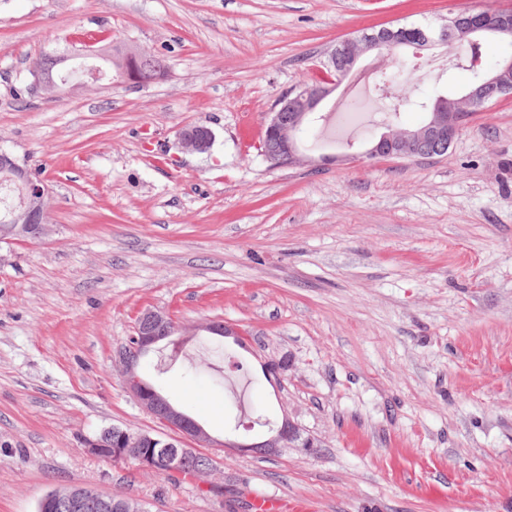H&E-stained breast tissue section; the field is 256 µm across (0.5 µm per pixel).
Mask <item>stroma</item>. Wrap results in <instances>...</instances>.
I'll return each instance as SVG.
<instances>
[{"label": "stroma", "mask_w": 512, "mask_h": 512, "mask_svg": "<svg viewBox=\"0 0 512 512\" xmlns=\"http://www.w3.org/2000/svg\"><path fill=\"white\" fill-rule=\"evenodd\" d=\"M512 0H0V146L50 189L45 238L0 247V512L83 485L148 512H512V95L435 158H365L344 127L310 162L260 144L336 44ZM98 42L165 59L138 90L28 88L43 54ZM215 135L183 150L181 128ZM223 321L140 373L219 440L206 479L83 452L120 426L164 433L117 366L138 312ZM223 343L224 355L204 353ZM290 419L309 451L235 452Z\"/></svg>", "instance_id": "35a3bbf8"}]
</instances>
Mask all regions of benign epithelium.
I'll return each instance as SVG.
<instances>
[{"instance_id":"benign-epithelium-1","label":"benign epithelium","mask_w":512,"mask_h":512,"mask_svg":"<svg viewBox=\"0 0 512 512\" xmlns=\"http://www.w3.org/2000/svg\"><path fill=\"white\" fill-rule=\"evenodd\" d=\"M487 34L512 41V14L466 10L440 26L436 35L426 38V47L455 46L460 39L470 41ZM388 48L389 42L384 38L344 39L336 45L331 58L341 57L344 72L348 74L365 54L375 51L388 56ZM78 59L107 62L111 56L107 49L85 43L69 55L71 61ZM511 77L512 56L504 59L493 71L483 74L480 82L461 97H439L432 112L418 127L389 129L368 149L366 156L426 158L447 153L469 120L468 113L459 111V105L488 99L487 91L500 92ZM328 92L329 88L320 83L308 84L278 101L265 126L266 137L261 153L267 161L278 167H291L304 161L299 153L297 134ZM178 137L186 149L195 153L209 152L214 142L213 132L198 126L181 129ZM0 173L16 189L0 218L1 223L8 225L0 232V244L40 240L47 236V184L31 179L16 157L3 148H0ZM179 331L180 327L171 317L144 309L136 317L132 342L119 356L127 391L147 413L178 434L179 439L166 441L161 448L162 455L157 456L145 450L144 433L110 427L99 435L83 438L82 447L86 453L109 461L132 462L150 473L166 471L176 475L183 463L198 455L201 448L241 447L255 454L274 455L286 448L298 447L300 430L287 419L281 426L271 428L270 436L263 441L243 445L229 441L219 443L198 422L145 381L138 373L140 359L158 343L170 341ZM185 440L191 443V447L181 446ZM112 498L111 494H102L85 486L55 488L41 498L38 512H58L62 508L67 512H112Z\"/></svg>"}]
</instances>
